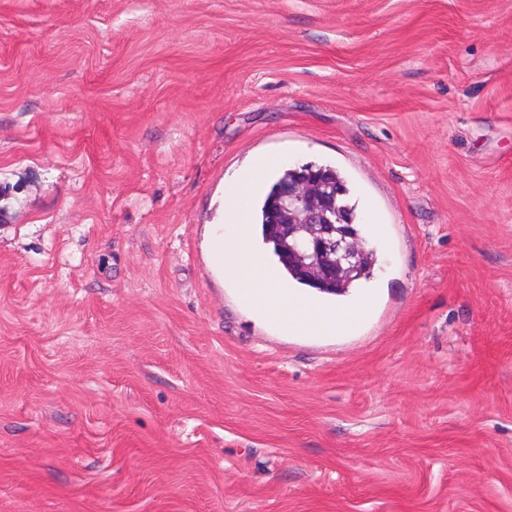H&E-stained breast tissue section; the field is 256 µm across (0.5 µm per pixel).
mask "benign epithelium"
Listing matches in <instances>:
<instances>
[{
  "mask_svg": "<svg viewBox=\"0 0 512 512\" xmlns=\"http://www.w3.org/2000/svg\"><path fill=\"white\" fill-rule=\"evenodd\" d=\"M338 196L335 186L305 171L281 191L269 217L280 252L297 257L312 280L326 285L353 274L365 253L340 214Z\"/></svg>",
  "mask_w": 512,
  "mask_h": 512,
  "instance_id": "1",
  "label": "benign epithelium"
}]
</instances>
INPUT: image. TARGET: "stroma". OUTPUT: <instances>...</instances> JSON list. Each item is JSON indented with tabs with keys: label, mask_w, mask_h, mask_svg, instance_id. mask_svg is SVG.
Returning a JSON list of instances; mask_svg holds the SVG:
<instances>
[{
	"label": "stroma",
	"mask_w": 512,
	"mask_h": 512,
	"mask_svg": "<svg viewBox=\"0 0 512 512\" xmlns=\"http://www.w3.org/2000/svg\"><path fill=\"white\" fill-rule=\"evenodd\" d=\"M330 165L369 320L208 240ZM0 512H512V0H0Z\"/></svg>",
	"instance_id": "1"
}]
</instances>
